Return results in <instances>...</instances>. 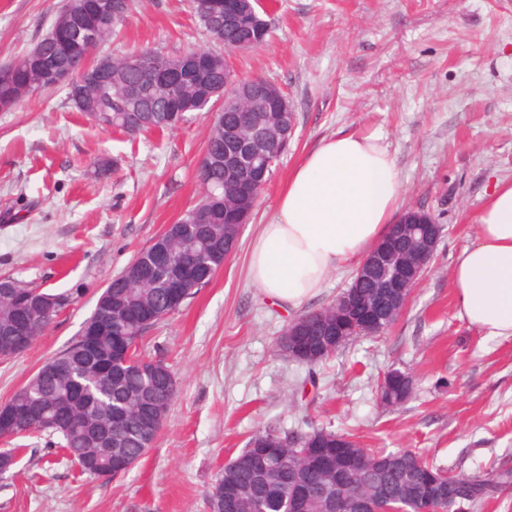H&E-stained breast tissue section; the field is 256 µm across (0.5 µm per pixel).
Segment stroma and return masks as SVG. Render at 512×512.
Returning <instances> with one entry per match:
<instances>
[{
	"instance_id": "stroma-1",
	"label": "stroma",
	"mask_w": 512,
	"mask_h": 512,
	"mask_svg": "<svg viewBox=\"0 0 512 512\" xmlns=\"http://www.w3.org/2000/svg\"><path fill=\"white\" fill-rule=\"evenodd\" d=\"M64 0H0V64L29 50ZM269 40L229 62L287 94L292 142L273 169L234 254L178 313L149 328L143 354L177 383L156 442L128 472L87 481L57 447L26 438L0 478V512H209L224 465L268 425L330 427L362 448L410 450L469 474L512 471V339L456 315L450 271L484 198L512 179V0H267ZM221 51L190 0H139L101 53ZM212 125L187 113L134 137L104 129L43 90L0 111V275L56 295L58 313L32 347L0 359V405L82 332L96 301L137 253L201 195L196 171ZM374 133L394 156L403 205L443 227L431 268L391 328L307 367L274 343L295 312L251 282L247 257L290 170L322 139ZM110 168L104 179L94 165ZM413 379L385 407L390 369Z\"/></svg>"
}]
</instances>
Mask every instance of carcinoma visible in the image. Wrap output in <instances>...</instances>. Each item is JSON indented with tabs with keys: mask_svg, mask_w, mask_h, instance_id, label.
I'll return each mask as SVG.
<instances>
[{
	"mask_svg": "<svg viewBox=\"0 0 512 512\" xmlns=\"http://www.w3.org/2000/svg\"><path fill=\"white\" fill-rule=\"evenodd\" d=\"M100 0H67L49 32L20 58L0 65V110H10L35 92L57 87L46 71L52 61L59 74L76 70L88 59L86 46L73 37V30L86 29L103 42L117 34L133 11L134 0H108L110 22L99 14ZM209 14L204 24L214 41L233 51L236 47L257 48L267 41V21L250 0H197ZM138 53L147 61L164 60L173 70L172 88L163 98L146 96L136 102L126 97L128 85L141 79L122 60L112 63L104 82L88 83L81 104L73 108L89 116L103 128H113L129 136L162 131L175 126L187 112H201L216 101L215 91L229 78L223 54L209 49L168 57L150 49ZM224 126L214 125L207 136L202 166L197 178L203 195L193 209L145 247L98 297L89 320H97V331L82 336L45 362L33 377L9 400L18 421L10 423L11 438L45 434L58 438L68 461L80 474L101 479L126 473L153 446L156 431L146 438L140 422L147 417L144 398L150 406L168 412L176 397V382L161 360H148L140 353L139 342L146 329L175 313L195 294L190 287L172 284L190 276L187 258H202L210 272L221 268L231 256L237 228L248 221L254 203L257 178L243 172L230 183L224 179V152L228 145L224 129L237 126L238 102L222 100ZM207 215L206 222H192L194 211ZM164 248L170 262L159 265L153 251ZM41 291L16 280L0 278V355L16 357L30 348L52 322L49 315L28 326L23 343L7 339L8 330L35 305ZM332 306L298 317L277 339V347L294 329L302 328L303 340L318 344L326 336L323 317ZM312 436L328 439L336 432L317 428L310 433L291 431L284 435L272 427L253 434L247 448L224 466V473L207 494L210 512H293L295 501L305 495L322 510V495L329 484L325 467L336 465V448L327 447L320 456L305 460L298 456L305 440ZM367 460L394 458L384 471L359 469L352 482L365 493L380 498L400 512H413L419 505L420 478L429 469L438 476V495L433 505L455 512L458 489L466 487L467 502L480 506L500 481L512 479L509 472L486 474L448 473L408 450L387 451L360 448Z\"/></svg>",
	"mask_w": 512,
	"mask_h": 512,
	"instance_id": "1",
	"label": "carcinoma"
}]
</instances>
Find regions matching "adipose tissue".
Returning <instances> with one entry per match:
<instances>
[{
	"label": "adipose tissue",
	"instance_id": "obj_1",
	"mask_svg": "<svg viewBox=\"0 0 512 512\" xmlns=\"http://www.w3.org/2000/svg\"><path fill=\"white\" fill-rule=\"evenodd\" d=\"M403 185L379 136L324 139L291 170L250 255L252 283L296 309L329 274L361 263L398 219ZM451 280L458 318L484 335L512 338V181L487 194L475 238L456 256Z\"/></svg>",
	"mask_w": 512,
	"mask_h": 512
}]
</instances>
